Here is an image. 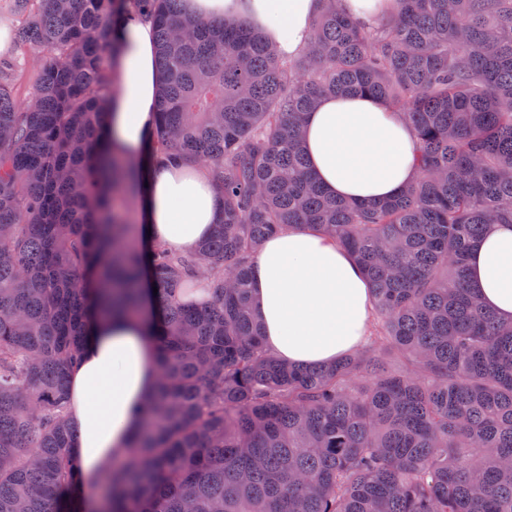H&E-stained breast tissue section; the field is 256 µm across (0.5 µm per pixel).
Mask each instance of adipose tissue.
<instances>
[{"label":"adipose tissue","mask_w":512,"mask_h":512,"mask_svg":"<svg viewBox=\"0 0 512 512\" xmlns=\"http://www.w3.org/2000/svg\"><path fill=\"white\" fill-rule=\"evenodd\" d=\"M320 0H182L190 18L248 20L263 28L285 58L307 44ZM118 46L113 105L108 117L115 152L139 162L149 145L161 75L151 24L133 22L114 37ZM303 146L320 184L337 198L396 197L417 176L415 142L399 114L365 96L321 98L304 121ZM137 210L144 244L174 252L210 237L224 199L200 164L144 168ZM469 280L482 304L512 321V226L488 225L468 257ZM251 294L269 352L292 366L329 365L367 334L373 312L370 285L355 258L334 239L287 227L259 248ZM151 306L136 317L100 318L70 378L68 421L73 455L83 477L126 454L144 425L145 404L158 380L146 338Z\"/></svg>","instance_id":"1"}]
</instances>
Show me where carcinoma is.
Returning a JSON list of instances; mask_svg holds the SVG:
<instances>
[{"mask_svg": "<svg viewBox=\"0 0 512 512\" xmlns=\"http://www.w3.org/2000/svg\"><path fill=\"white\" fill-rule=\"evenodd\" d=\"M322 3L290 62L180 0H0L17 47L43 53L24 102L0 59V512H84L69 373L97 318L140 312L146 270L158 385L97 512H512V322L467 269L487 225L512 224V0H394L372 24ZM145 20L149 163H203L224 196L185 254L143 253L115 209L110 42ZM354 94L414 132L419 175L393 199L334 198L309 172L305 114ZM285 225L334 238L372 288L379 332L334 365L262 349L248 280Z\"/></svg>", "mask_w": 512, "mask_h": 512, "instance_id": "carcinoma-1", "label": "carcinoma"}]
</instances>
